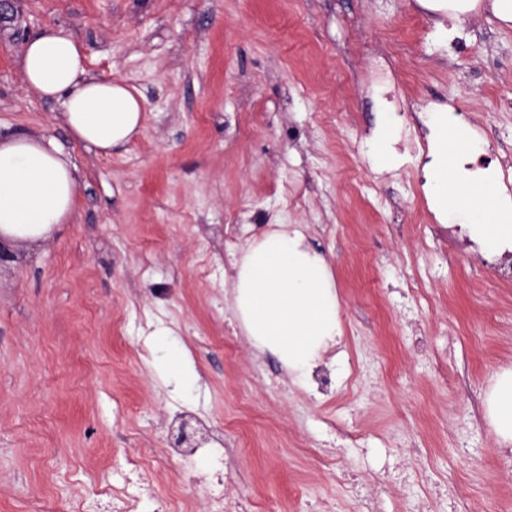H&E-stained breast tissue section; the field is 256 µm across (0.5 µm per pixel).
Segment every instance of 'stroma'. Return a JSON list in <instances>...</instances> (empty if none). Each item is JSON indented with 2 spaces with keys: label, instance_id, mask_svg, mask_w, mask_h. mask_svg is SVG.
I'll list each match as a JSON object with an SVG mask.
<instances>
[{
  "label": "stroma",
  "instance_id": "obj_1",
  "mask_svg": "<svg viewBox=\"0 0 512 512\" xmlns=\"http://www.w3.org/2000/svg\"><path fill=\"white\" fill-rule=\"evenodd\" d=\"M418 0H17L0 23V134L40 131L77 165L78 217L0 264V512H93L109 471L198 422L192 458L143 471L159 496L207 512L216 455L252 512H493L512 504V443L487 396L512 370V282L470 246L433 239L426 164L397 129L373 165L387 105L472 112L512 146V23L492 0L440 41ZM69 30L89 70L144 100L125 150L95 154L30 93L16 28ZM273 224L326 258L342 336L292 384L245 336L232 258ZM197 372L182 394L159 333ZM401 480L383 481L385 465ZM393 128L390 122L384 123L376 134L377 147L374 149L372 158L377 167L390 168L398 164L399 156L389 146L393 138Z\"/></svg>",
  "mask_w": 512,
  "mask_h": 512
}]
</instances>
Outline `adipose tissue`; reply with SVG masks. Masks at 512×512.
I'll return each instance as SVG.
<instances>
[{"label":"adipose tissue","mask_w":512,"mask_h":512,"mask_svg":"<svg viewBox=\"0 0 512 512\" xmlns=\"http://www.w3.org/2000/svg\"><path fill=\"white\" fill-rule=\"evenodd\" d=\"M24 82L36 96L55 101L73 140L86 149L112 153L140 133L144 112L139 94L119 80L93 75L80 44L64 28L29 40L21 57ZM432 166L428 192L435 212L459 206L486 245L512 237V212L493 211L491 185L460 195L466 172L454 167L467 150L464 133H449L448 119L433 113ZM77 167L54 139L38 133L0 137V237L32 241L70 223L78 200ZM232 288L239 319L253 348L276 355L292 381L305 384L340 334L336 286L324 257L290 224L262 234L233 264ZM497 435L512 442V371L499 374L488 395Z\"/></svg>","instance_id":"adipose-tissue-1"}]
</instances>
